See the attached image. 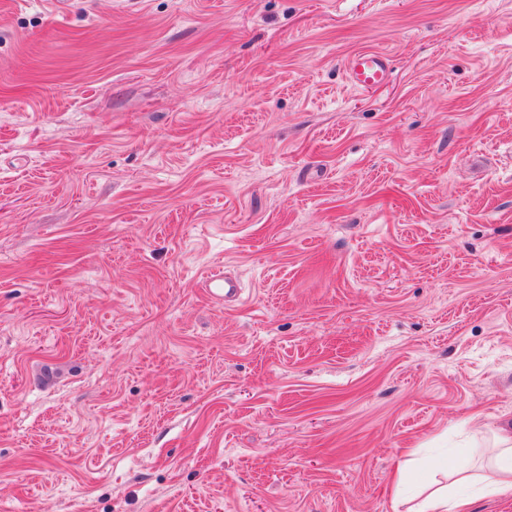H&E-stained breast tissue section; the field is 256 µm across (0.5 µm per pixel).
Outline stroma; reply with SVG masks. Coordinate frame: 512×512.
<instances>
[{"label":"stroma","instance_id":"1","mask_svg":"<svg viewBox=\"0 0 512 512\" xmlns=\"http://www.w3.org/2000/svg\"><path fill=\"white\" fill-rule=\"evenodd\" d=\"M51 2L0 0V512H413L408 449L481 465L512 0ZM346 69L349 82L358 90L384 85L391 76L388 58L373 50H363L351 55ZM207 294L217 298L224 295V301H234L239 295L241 288L236 278L223 275V273H211L204 278Z\"/></svg>","mask_w":512,"mask_h":512}]
</instances>
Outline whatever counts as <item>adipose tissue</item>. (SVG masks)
I'll return each mask as SVG.
<instances>
[{"instance_id":"1","label":"adipose tissue","mask_w":512,"mask_h":512,"mask_svg":"<svg viewBox=\"0 0 512 512\" xmlns=\"http://www.w3.org/2000/svg\"><path fill=\"white\" fill-rule=\"evenodd\" d=\"M495 454L485 475H473L462 455L448 456L425 471L420 482L426 491L429 512H471L481 497H512V432L500 430L494 436ZM443 480H436V473Z\"/></svg>"}]
</instances>
